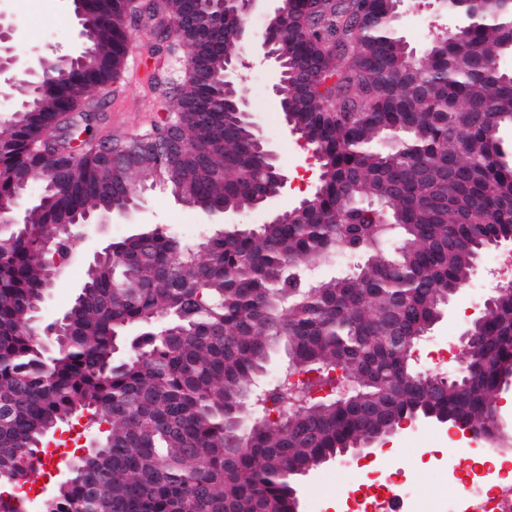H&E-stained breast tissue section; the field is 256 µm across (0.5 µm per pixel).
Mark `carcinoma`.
<instances>
[{
  "instance_id": "carcinoma-1",
  "label": "carcinoma",
  "mask_w": 512,
  "mask_h": 512,
  "mask_svg": "<svg viewBox=\"0 0 512 512\" xmlns=\"http://www.w3.org/2000/svg\"><path fill=\"white\" fill-rule=\"evenodd\" d=\"M85 10L86 53L99 65L77 63L83 83H115L129 2L91 0ZM448 10L470 13L468 23L418 61L396 31V0H292L275 50L290 71L310 67L289 118L318 149L315 199L286 223L231 227L200 247L159 226L112 244V261L86 276L56 321L48 359L31 324L53 281L42 243L67 256L65 227L129 200L146 170L169 165L161 142L182 144L184 190L207 210L256 208L280 191L248 121L224 107L240 14L225 13L220 41L206 0H153L150 17L199 16L175 42L203 69L175 90L157 84L164 123L111 139L115 150L135 144L144 167L114 175L93 142L69 145L29 207L30 230H0L9 241L0 246V485L32 481L46 438L86 417L110 428L42 512H183L188 502L196 512H288V470L313 468L369 431L433 413L483 427L512 376V283L492 318L469 326L466 363L482 370L457 385L430 393L412 349L385 336L388 322L408 338L432 326L444 298L467 287L475 255L512 239V143L499 137L512 127V71L499 65L512 55V0ZM88 107L64 79L43 94L22 89L3 128L12 148L0 156V197L42 174L44 127L87 118ZM338 250L364 261L341 277L310 276L312 262ZM279 345L298 380L265 394L262 425L241 436L235 419ZM337 370L355 390L315 396L323 381L311 374ZM274 412L288 413V426Z\"/></svg>"
}]
</instances>
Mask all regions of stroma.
Wrapping results in <instances>:
<instances>
[{"label": "stroma", "mask_w": 512, "mask_h": 512, "mask_svg": "<svg viewBox=\"0 0 512 512\" xmlns=\"http://www.w3.org/2000/svg\"><path fill=\"white\" fill-rule=\"evenodd\" d=\"M0 15L13 26V41L18 48L43 54L66 52L76 41L77 22L70 0H50L48 6L18 12L13 0H0ZM463 19L448 14L438 0H404L398 17V29L415 48L417 57H424L429 42L442 32L462 25ZM132 45L126 62V74L118 90L88 89L84 98L92 103L94 117L90 123L89 138L103 136H133L150 128L162 116L160 102L150 87L152 68L164 70L170 78H179L187 48H180L173 56L148 59L152 42L148 30L132 27ZM257 47L242 46L241 59L251 61V68L242 70V86L255 121L260 125L271 148L277 155L280 168L289 182L273 200L274 208L286 211L312 194L318 183L319 165L300 136L291 134L284 122L278 97L271 90L272 75L268 67L257 65ZM146 226H160L189 241H196L222 232L215 219L197 208L177 201L169 191L157 188L144 193L140 208L131 219L112 218L107 224H86L72 246L71 258L62 274L50 288L39 318L48 324L59 317L73 302L82 282L87 264L95 250L112 242L121 241ZM477 308L472 292L454 295L444 308L440 319L417 344L413 356L419 369L442 375H451L458 360V337L473 319ZM419 433L407 436L405 429H397L382 440L381 445L393 449L392 459L382 460L387 471L400 470L417 478L418 485L431 488L439 478L435 468L438 458L447 457L461 464H469L466 433H459L456 441H448L447 426L418 422ZM354 478L353 473L332 460L309 471L302 481L301 500H319L331 506L341 503L344 488Z\"/></svg>", "instance_id": "35a3bbf8"}]
</instances>
